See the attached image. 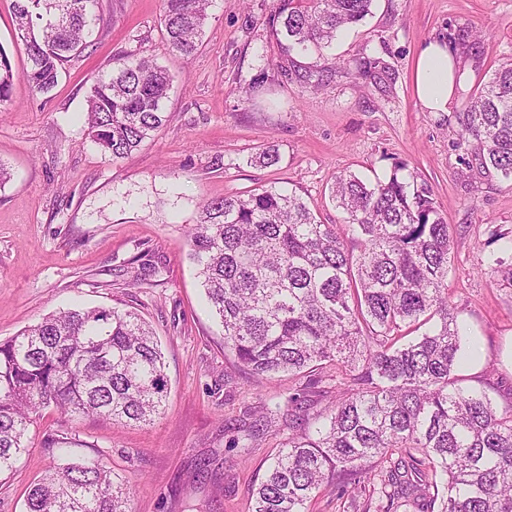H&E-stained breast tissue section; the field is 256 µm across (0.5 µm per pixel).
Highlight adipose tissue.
Returning <instances> with one entry per match:
<instances>
[{
    "label": "adipose tissue",
    "instance_id": "ef3b65f1",
    "mask_svg": "<svg viewBox=\"0 0 512 512\" xmlns=\"http://www.w3.org/2000/svg\"><path fill=\"white\" fill-rule=\"evenodd\" d=\"M462 79L461 58L446 40L431 41L419 51L413 67V86L424 109L448 111L456 84Z\"/></svg>",
    "mask_w": 512,
    "mask_h": 512
}]
</instances>
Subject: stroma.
Here are the masks:
<instances>
[{"mask_svg":"<svg viewBox=\"0 0 512 512\" xmlns=\"http://www.w3.org/2000/svg\"><path fill=\"white\" fill-rule=\"evenodd\" d=\"M273 4L212 0L186 58L167 48L162 0H98L89 47L38 94L21 77L27 56L13 0H0V47L16 73L0 112V165L10 173L0 185V341L75 303L133 310L154 329L168 379L165 410L147 426L43 410L28 452L0 477V512H25L28 487L57 462L46 440L61 431L128 486L132 512H248L293 424L337 395L330 380L304 389L297 377L255 378L240 367L188 256L202 201L262 186L296 191L325 224L342 219L329 191L336 175L383 180L399 169L427 188L454 235L448 295L467 327L463 384L497 409L512 407V286L490 268L501 235H512V179L482 164L455 118L512 61V0H374L371 15L318 56L282 53ZM440 37L461 47L468 75L452 111L430 112L412 71ZM128 55L166 66L174 83L167 124L115 162L79 115L96 81ZM366 58L386 66L385 79L362 74ZM316 71L324 84L315 91ZM270 146L277 165L251 164ZM294 393L301 407L290 414L283 406ZM264 405L279 410L271 427L252 447H232Z\"/></svg>","mask_w":512,"mask_h":512,"instance_id":"35a3bbf8","label":"stroma"}]
</instances>
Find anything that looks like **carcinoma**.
<instances>
[{
    "label": "carcinoma",
    "mask_w": 512,
    "mask_h": 512,
    "mask_svg": "<svg viewBox=\"0 0 512 512\" xmlns=\"http://www.w3.org/2000/svg\"><path fill=\"white\" fill-rule=\"evenodd\" d=\"M94 0H15L14 17L38 93L87 47ZM373 0H276L270 23L285 51L318 53L361 22ZM209 0H164L168 47L188 57ZM15 74L0 48V108ZM168 70L122 60L92 88L87 135L114 161L131 157L168 121ZM464 140L512 178V62L471 94L458 115ZM344 226L318 221L295 192L263 187L206 201L189 232V257L224 328V346L256 376L313 381L336 369L342 398L315 429L288 436L253 491L251 512H308L327 482L351 500L426 499L438 512H512V409L461 386L462 327L448 300L450 225L430 192L398 174L374 182L334 177ZM168 381L156 336L131 310L54 311L0 342V475L27 451L48 406L79 417L146 424ZM71 454L75 438L50 436ZM25 512H130L129 490L100 459L69 461L29 490Z\"/></svg>",
    "instance_id": "obj_1"
}]
</instances>
